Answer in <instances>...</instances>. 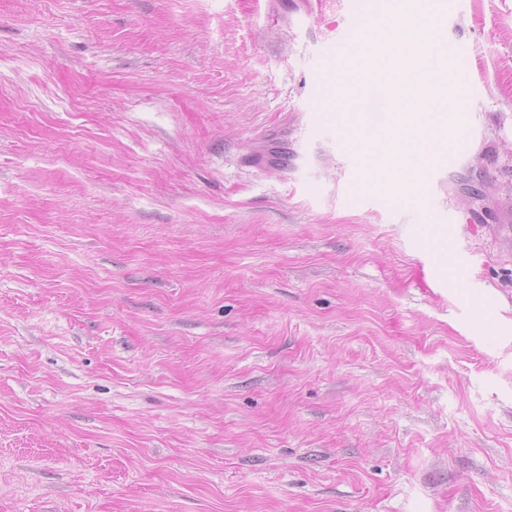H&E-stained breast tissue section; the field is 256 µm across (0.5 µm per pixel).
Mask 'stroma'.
Segmentation results:
<instances>
[{"mask_svg": "<svg viewBox=\"0 0 512 512\" xmlns=\"http://www.w3.org/2000/svg\"><path fill=\"white\" fill-rule=\"evenodd\" d=\"M342 15L0 0V512H512V0L416 197L299 141Z\"/></svg>", "mask_w": 512, "mask_h": 512, "instance_id": "stroma-1", "label": "stroma"}]
</instances>
